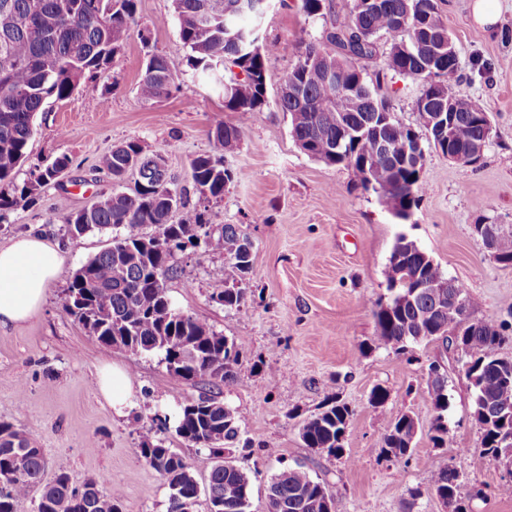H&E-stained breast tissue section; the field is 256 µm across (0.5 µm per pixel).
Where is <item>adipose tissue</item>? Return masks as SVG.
Instances as JSON below:
<instances>
[{"label": "adipose tissue", "instance_id": "1", "mask_svg": "<svg viewBox=\"0 0 512 512\" xmlns=\"http://www.w3.org/2000/svg\"><path fill=\"white\" fill-rule=\"evenodd\" d=\"M64 262L58 246L41 237L22 235L0 246V328L30 319ZM96 389L117 415L133 404V382L125 369L104 365Z\"/></svg>", "mask_w": 512, "mask_h": 512}]
</instances>
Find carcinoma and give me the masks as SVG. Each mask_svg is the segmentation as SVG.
Instances as JSON below:
<instances>
[{
  "instance_id": "carcinoma-1",
  "label": "carcinoma",
  "mask_w": 512,
  "mask_h": 512,
  "mask_svg": "<svg viewBox=\"0 0 512 512\" xmlns=\"http://www.w3.org/2000/svg\"><path fill=\"white\" fill-rule=\"evenodd\" d=\"M233 0H173L179 24L178 49L190 65L221 92L231 112H260L268 104L265 59L277 51V42L257 39L254 21L226 23ZM304 15L313 17L330 8L328 0H299ZM138 27L136 0H0V221L20 202L34 203L40 188L56 180L71 163L62 155L29 178L17 183L28 158L37 113L50 101L69 98L91 82ZM452 37L441 19L437 0H382V8L369 15L358 4L336 17L321 41L299 47L306 66L289 71L295 92L275 100L289 115L291 133L300 149L328 166L349 170L357 185L379 197H390L401 212L417 207L422 188L426 151L444 146L437 132L423 138V151L411 166H399V152L418 132L395 115L381 93V80L390 74L422 84L420 96H433L438 111L447 108L455 119L453 141L467 146L480 137L478 120L489 116L485 104L464 98L456 90L461 63L448 52ZM363 61H374L375 79L367 77ZM334 79H326L327 68ZM175 88L168 55L152 52L138 86L144 103H154ZM350 130L341 148V130ZM216 150L196 156L190 163L192 189L205 198L221 199L227 185L242 177L224 166V155L235 152L240 129L217 121ZM101 170L122 183L136 176L130 192L114 190L89 208L61 209L59 221L66 235L77 240L89 232L115 231L112 246L78 269L64 292L63 307L108 348L133 354L158 352L169 374L185 381L204 380L219 388L235 378L242 345L211 325L177 310L166 282L177 276L178 253L187 247L224 252V262L236 273L231 281L212 286L210 298L226 309L247 300V276L253 262V243L237 224H222L209 232L206 214L187 208L189 188L172 176L163 158L146 150L138 139L115 146L101 156ZM178 220H173L175 214ZM151 226L152 234L142 232ZM500 263L512 264V224L494 225ZM413 277L444 280V296L396 285L402 268ZM385 279L389 296L375 304L377 336L373 343L397 353L440 340L463 346L470 353L473 395L472 417L481 430L476 447L489 460L512 462V451L501 445L512 435V359L497 350L508 340L501 326L473 315L475 302L461 283L448 278L414 240L396 238ZM460 302L470 322L448 318V300ZM443 366L430 363L438 375L428 385L436 412L430 426L433 444L446 447L448 384ZM351 410L331 397L300 429L304 447L330 461L344 457L343 446ZM171 420L164 419L162 426ZM173 422L181 441L209 452L212 466L205 500L192 466L153 427L138 425L140 458L169 488L167 512H251V478L236 463L230 449L247 447L248 439L233 409L217 395L205 394L180 407ZM418 431L409 412L396 416L383 438L390 458L409 459ZM47 458L36 436L0 422V512H20L33 489L40 492L36 512H122V494L102 477L83 485L72 484L62 466L46 482ZM459 473L444 463L434 472L430 491L456 500L458 512H471L461 497ZM329 486L301 466L288 467L271 479L266 512H332Z\"/></svg>"
}]
</instances>
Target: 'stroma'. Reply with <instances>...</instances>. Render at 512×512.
Listing matches in <instances>:
<instances>
[{
  "label": "stroma",
  "instance_id": "obj_1",
  "mask_svg": "<svg viewBox=\"0 0 512 512\" xmlns=\"http://www.w3.org/2000/svg\"><path fill=\"white\" fill-rule=\"evenodd\" d=\"M474 0H438L439 12L458 52L463 77L459 94L484 102L493 135L481 162L463 168L435 151L425 158L424 186L411 219L398 223L387 205L357 186L345 168L306 155L294 141L290 120L275 105L254 113L225 108L222 94L200 79L184 52L172 0H137L146 37L131 36L97 79L55 102L34 119L30 168L60 155L72 163L43 187L33 205H18L0 223V245L16 235H40L61 246L62 267L43 305L29 320L0 329V422L35 433L50 466H64L74 485L103 476L122 491L123 512H166L169 490L138 453L134 422L174 415L204 387L170 376L160 354L135 355L106 348L62 307L74 273L112 244L111 233L93 232L71 241L56 220L61 207L80 210L112 192V177L98 159L112 147L139 139L183 185L190 162L212 151L216 121L241 130L226 167L240 172L223 199L198 194L190 207L206 210L211 223L237 224L253 242L245 305L229 310L210 299L212 285L232 278L218 251L190 248L177 256L179 275L168 281L174 306L243 344L236 378L222 388L250 445L233 449L251 476V510L264 512L271 478L303 464L325 481L335 512H445L430 493L432 475L447 463L459 472L472 512H512V496L499 493L502 466L484 458L476 443L471 391L453 349L423 343L400 354L373 346L374 304L387 297L384 269L398 235L428 253L444 273L468 289L475 315L501 324L510 338L500 354L512 358V266L496 263L476 231L482 223H512V0H500L496 35L480 31L472 17ZM351 0H332V12L306 17L298 0L275 2L262 32L280 44L267 57L269 94H276L296 62V48L319 40L334 16ZM167 52L180 89L147 104L137 95L149 51ZM384 90L398 119L418 127L420 82L395 75ZM127 369L134 382V406L119 416L94 388L103 362ZM446 364L448 429L456 446L435 447L429 427L435 411L427 366ZM388 392L384 405L371 406L374 387ZM338 396L352 411L344 438V461H328L304 447L299 431L328 397ZM411 412L419 423L408 462L386 457L383 437L394 418ZM419 497H412V490Z\"/></svg>",
  "mask_w": 512,
  "mask_h": 512
}]
</instances>
